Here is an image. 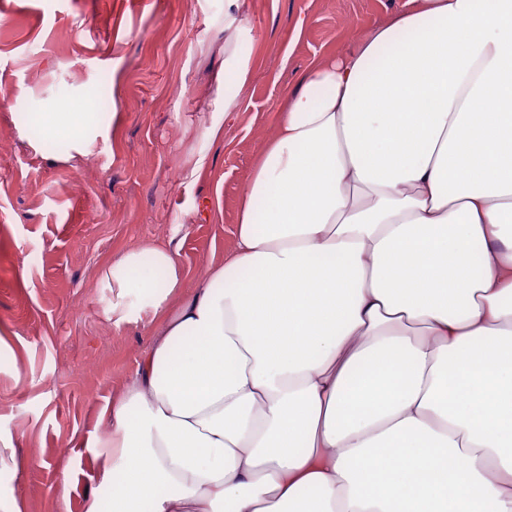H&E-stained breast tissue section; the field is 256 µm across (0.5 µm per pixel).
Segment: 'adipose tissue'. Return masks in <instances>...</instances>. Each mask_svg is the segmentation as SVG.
Instances as JSON below:
<instances>
[{"label":"adipose tissue","mask_w":512,"mask_h":512,"mask_svg":"<svg viewBox=\"0 0 512 512\" xmlns=\"http://www.w3.org/2000/svg\"><path fill=\"white\" fill-rule=\"evenodd\" d=\"M110 274L160 329L85 441L87 512H512V0L353 30L280 102L223 261Z\"/></svg>","instance_id":"adipose-tissue-1"}]
</instances>
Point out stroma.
<instances>
[{"instance_id": "stroma-1", "label": "stroma", "mask_w": 512, "mask_h": 512, "mask_svg": "<svg viewBox=\"0 0 512 512\" xmlns=\"http://www.w3.org/2000/svg\"><path fill=\"white\" fill-rule=\"evenodd\" d=\"M402 3L0 0V506L85 512L98 483L84 443L152 339L139 293L105 278L113 259L162 245L191 282L223 258L278 102ZM240 11L244 29L229 27ZM233 51L252 77L228 113ZM90 99L102 118L81 150L22 137L27 115ZM116 309L141 319L113 325Z\"/></svg>"}]
</instances>
